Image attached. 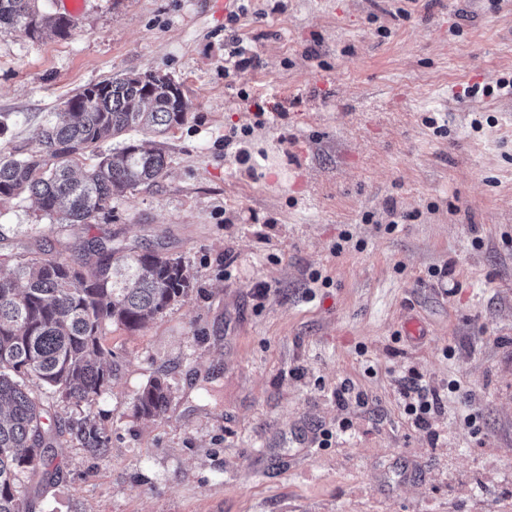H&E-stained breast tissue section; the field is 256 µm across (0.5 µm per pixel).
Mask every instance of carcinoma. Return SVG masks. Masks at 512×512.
Wrapping results in <instances>:
<instances>
[{
    "label": "carcinoma",
    "mask_w": 512,
    "mask_h": 512,
    "mask_svg": "<svg viewBox=\"0 0 512 512\" xmlns=\"http://www.w3.org/2000/svg\"><path fill=\"white\" fill-rule=\"evenodd\" d=\"M71 27L67 16L41 11L39 0H0V30L64 38ZM187 111L178 83L151 73L85 88L55 113L38 152L0 156V199L27 194L60 224H89L112 199L157 181L167 167L159 149L125 142L103 152L101 145L130 130L165 132L182 124ZM87 154L94 162L76 172ZM86 252L96 260L0 261V512H26L17 491L21 475L38 471L44 483L57 477L46 428L51 408L29 384L48 388L62 403H90L113 374L114 353L100 324L138 329L193 288L194 275L179 258L100 240ZM169 396L165 381L154 378L138 395L137 412L156 418ZM57 429L99 457L110 451L108 435L89 413Z\"/></svg>",
    "instance_id": "carcinoma-1"
}]
</instances>
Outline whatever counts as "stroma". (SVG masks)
Here are the masks:
<instances>
[{
  "mask_svg": "<svg viewBox=\"0 0 512 512\" xmlns=\"http://www.w3.org/2000/svg\"><path fill=\"white\" fill-rule=\"evenodd\" d=\"M83 2L68 37L0 32V154L123 73L179 82L186 119L127 133L167 168L92 223L0 200V256L109 239L196 279L142 328L103 324L111 383L51 412L92 413L110 452L56 436L30 512H512V0ZM413 372L442 398L426 429ZM419 375L411 373L408 384L404 385L401 397L405 400V411L413 424L419 428L429 426L432 412L438 404L439 395L435 391L425 390L417 383ZM169 387L161 378L148 382L137 397V412L148 418L159 417L166 409L169 400Z\"/></svg>",
  "mask_w": 512,
  "mask_h": 512,
  "instance_id": "1",
  "label": "stroma"
}]
</instances>
